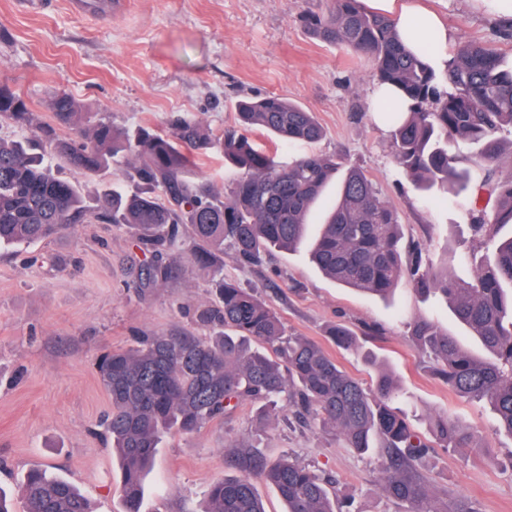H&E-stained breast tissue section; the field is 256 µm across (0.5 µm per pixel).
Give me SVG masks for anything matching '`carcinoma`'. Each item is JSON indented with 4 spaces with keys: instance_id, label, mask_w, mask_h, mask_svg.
Segmentation results:
<instances>
[{
    "instance_id": "cac0c4a2",
    "label": "carcinoma",
    "mask_w": 512,
    "mask_h": 512,
    "mask_svg": "<svg viewBox=\"0 0 512 512\" xmlns=\"http://www.w3.org/2000/svg\"><path fill=\"white\" fill-rule=\"evenodd\" d=\"M304 27L316 40L370 56L381 84L400 89L405 112H384L392 129L399 168L421 190L469 196L470 229L492 249L466 260L469 281L457 284L448 272L426 269L422 249L402 244L398 212L376 190L364 171L336 157L309 155L286 166L258 150L251 133L264 130L283 143L314 142L323 134L315 113L275 94L236 103L238 124L214 141L197 121L175 116L171 133L140 127L116 135L112 122L81 111L67 93L52 108L58 121L74 126L75 138L58 141L54 129L40 127L39 139L70 165L95 175L114 162L131 166L139 191H104L99 218L135 231L133 244L150 255L144 280L156 285L171 278L170 251L180 233L199 241L195 257L217 268L229 246L237 260L257 264L270 248L292 249L306 236L309 214L326 184L339 179L336 200L314 240L309 257L338 284L385 296L407 277L423 295L438 293L456 320L479 336L489 357L480 359L461 347L434 322L420 318L410 326L418 349L434 363L435 374L457 396L489 403L495 430L512 435V146L501 147L497 134L512 128V65L489 43L458 46L451 67L441 74L403 45L392 21L366 9L362 0H331L325 12H306ZM0 120L37 124L27 101L0 85ZM458 138L481 146L475 181L453 151ZM220 147L224 160L243 176L224 194L186 179L195 158ZM87 209L78 190L55 177L44 155L29 141L0 137V246L51 239L84 221ZM218 304L200 320L224 328L208 340L170 334L141 336L136 345L105 355L98 364L111 413L106 424L112 450L120 460L126 512H140L144 477L161 436L172 429L192 433L220 420L244 401L261 402L262 423L288 407L302 419L312 414L360 454L387 452L381 464V489L405 512H437L423 484L421 466L435 447L465 448L472 434L444 412L428 417L431 438L422 436L399 406L401 391L393 376L378 375L369 387L343 370L318 342L285 335L281 317L253 290L237 282L216 283ZM330 339L356 350V334L337 325ZM236 476L213 481L205 512H265L254 479L272 486L285 512H355L353 502L328 488L316 470L288 456L268 464L258 451H233ZM23 512H92L76 486L34 468L23 483Z\"/></svg>"
}]
</instances>
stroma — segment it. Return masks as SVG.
<instances>
[{
    "instance_id": "obj_1",
    "label": "stroma",
    "mask_w": 512,
    "mask_h": 512,
    "mask_svg": "<svg viewBox=\"0 0 512 512\" xmlns=\"http://www.w3.org/2000/svg\"><path fill=\"white\" fill-rule=\"evenodd\" d=\"M123 2L120 12L99 18L73 13L68 0L32 7L0 0V83L23 96L57 138L72 136L51 109L60 91L85 111L109 116L120 134L140 125L168 132L177 113L200 122L216 140L235 126L238 100L279 95L314 112L325 134L312 144H288L257 130V148L284 165L311 153L342 155L396 207L404 241L423 243L434 267L467 278L469 204L461 197L434 204L396 166L389 129L370 110L374 62L312 38L300 20L305 12L326 10V0ZM425 2L446 22L449 47L498 44L497 18L477 13L471 0ZM52 170L79 188L88 217L77 234L0 248V486L17 497L27 472L39 467L77 485L93 512H125L119 462L103 427L111 404L97 361L131 347L138 336L213 335L196 319L214 301L213 284L182 241L172 278L142 286L144 257L129 230L97 217L107 185L136 190L129 166L89 175L56 160ZM240 176L217 148L188 173L191 182L220 193ZM223 276L253 289L289 333L320 343L364 383L381 370L393 374L408 397L407 411L420 419L419 432L428 430L427 415L459 417L473 434L469 446L434 449L422 471L440 512L450 506L512 512V435L495 431L488 403L450 392L408 335V323L425 317L483 356L447 303L421 298L404 280L385 299L340 286L302 247L271 250L257 265L225 254ZM335 324L356 332L377 365L332 343L327 331ZM255 415L246 403L196 432L165 434L140 512H201L210 483L234 473L230 448L259 449L270 463L297 458L353 495L361 512H400L380 489L383 449L363 457L319 422H298L287 411L263 426Z\"/></svg>"
}]
</instances>
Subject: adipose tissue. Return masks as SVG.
<instances>
[{
	"mask_svg": "<svg viewBox=\"0 0 512 512\" xmlns=\"http://www.w3.org/2000/svg\"><path fill=\"white\" fill-rule=\"evenodd\" d=\"M374 12L389 16L403 43L412 50L427 49L430 63L444 70L452 62L448 52V28L420 0H363Z\"/></svg>",
	"mask_w": 512,
	"mask_h": 512,
	"instance_id": "ef3b65f1",
	"label": "adipose tissue"
}]
</instances>
